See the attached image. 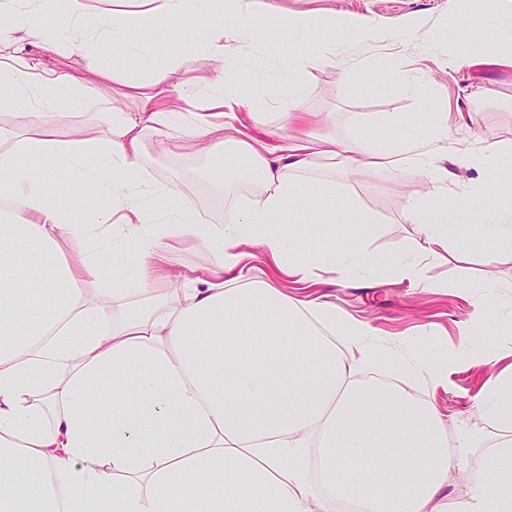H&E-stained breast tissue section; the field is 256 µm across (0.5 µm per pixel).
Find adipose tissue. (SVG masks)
<instances>
[{"label":"adipose tissue","mask_w":512,"mask_h":512,"mask_svg":"<svg viewBox=\"0 0 512 512\" xmlns=\"http://www.w3.org/2000/svg\"><path fill=\"white\" fill-rule=\"evenodd\" d=\"M97 2L68 0L67 15L47 25L41 18L53 0H28L22 9L0 0V43L88 56L99 41L110 45L108 59L88 74L41 59L0 60V109L13 110L17 122L0 126V512H178L187 495L189 512H326L337 499L360 512H512L511 436L492 449L489 476L471 499L457 500L448 476L465 470L481 432L450 440L434 402L355 378L359 366L384 364L447 386V364L433 349L384 350L372 342L376 328L331 302H296L236 273L244 246L255 245L283 275L303 281L324 265L342 277L380 267L434 291L419 264L369 250L376 223L368 213H355L356 235L338 251L284 234L285 216L312 213L323 236L332 234L335 188L306 187L295 172L316 155L347 173L405 162L435 185L447 179L449 164L477 165L481 177L470 190L434 189L405 206L403 220L418 229L423 255L435 258L461 229L469 249L491 241L512 248V206L495 193L499 159L512 148L493 142L476 156L457 154L448 116L432 103L425 125L390 115L398 130L390 140L321 137L266 155L210 114L267 93L281 104L283 121L297 119L306 72L323 61L321 51L301 47L312 20L293 27L287 85L268 89L240 83L234 70L260 36L252 22L260 0H248L230 30L206 40L184 22L210 18L224 0H131L132 9L106 24ZM152 16L180 32L163 59L144 35ZM456 31L448 66L512 69V33L468 24ZM187 56L219 61V91L169 87ZM133 57L152 88L142 111L122 112L90 94L91 78H117ZM60 101L107 112L108 134L64 141L55 129L28 127L29 107ZM172 131L243 159L225 176L224 195L233 197L241 181L257 190L237 202L224 226L146 180L145 134ZM70 240L90 247L66 257L62 245ZM186 248L207 257L205 283L190 282L173 301L151 297ZM110 269L120 275L109 283ZM133 296L137 307L117 312L119 299ZM98 391L118 395V403L94 409ZM477 405L487 421L511 429L512 371L503 370Z\"/></svg>","instance_id":"ef3b65f1"}]
</instances>
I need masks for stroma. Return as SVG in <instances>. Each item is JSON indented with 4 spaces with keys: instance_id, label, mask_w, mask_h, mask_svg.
I'll list each match as a JSON object with an SVG mask.
<instances>
[{
    "instance_id": "35a3bbf8",
    "label": "stroma",
    "mask_w": 512,
    "mask_h": 512,
    "mask_svg": "<svg viewBox=\"0 0 512 512\" xmlns=\"http://www.w3.org/2000/svg\"><path fill=\"white\" fill-rule=\"evenodd\" d=\"M485 9L481 0H264L263 12L256 20L261 35L251 55L240 61L239 75L246 83L260 72L275 77L286 75L291 20L367 16L378 24L383 39L364 42L345 37L334 55L308 69L301 108L308 112L310 126L291 127L292 137L301 138L310 131L376 142L381 138L379 123L384 116L397 113L425 124L431 116L424 105L433 101L448 105L451 111L466 113V121L452 131L459 151L477 152L485 142L512 145V69L481 65L451 72L445 65L452 49L455 22L463 18L479 23ZM413 20L423 30L433 31L435 42L430 53H421L407 37L406 27ZM393 54L408 57L415 69L427 72L428 81L421 93L396 90L384 81L377 61ZM218 69L217 61L186 57L169 82L211 92ZM473 84L484 86V94H470ZM28 121L34 126L55 127L65 140L80 131L101 136L108 127L103 113L72 111L63 116L55 107L34 109ZM230 123L263 152L275 156L286 145L285 140L272 134L279 123V110L265 97H255L249 105L237 107ZM234 164V159L216 151L204 153L202 144L184 138L164 145L153 135L144 138L142 167L146 176L170 187L214 224H223L231 216L220 186ZM300 178L312 184L333 180L346 187L347 198L336 202V223L329 246L348 243L353 229L352 211L359 208L373 213L379 221L369 245L371 251L384 258L419 254L422 239L414 225L403 222L402 212L409 198L426 189L427 179L411 165L399 164L381 171L361 169L346 175L333 170L328 160L317 159ZM246 252L243 265L248 280L270 282L292 298L325 296L346 314L368 320L384 331L450 350L462 343L460 329L473 319L475 283L489 275L503 283L512 282V251L493 243L472 253L460 241H451L447 253L429 261L423 271L427 279L441 283V290L436 292H424L369 271L351 274L345 284L335 285L331 282L333 273L326 266L319 271L321 284L306 288L276 276L261 248L250 246ZM205 266L200 253L181 251L175 258L172 275L156 284L157 294L176 297L188 280L206 278ZM493 302L492 323L477 330L471 342L472 359L449 367L447 389L435 390L420 382L413 385L419 400H434L444 420L453 423L458 432L478 428L486 432L485 445L468 460L467 476L453 474L448 478L449 492L463 500L469 499L475 486L487 478L489 446L500 435L498 429L485 424L475 402L499 369L512 364V292L494 294Z\"/></svg>"
}]
</instances>
